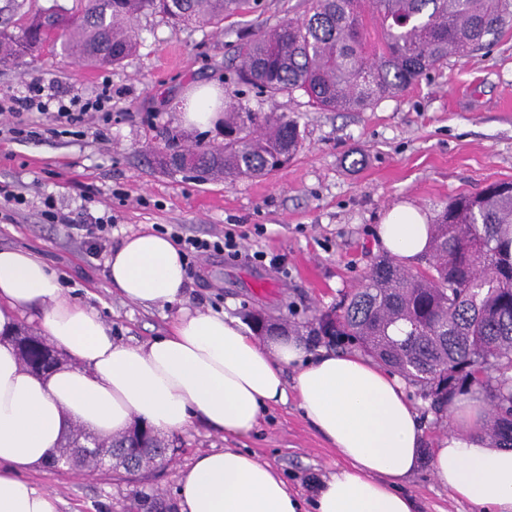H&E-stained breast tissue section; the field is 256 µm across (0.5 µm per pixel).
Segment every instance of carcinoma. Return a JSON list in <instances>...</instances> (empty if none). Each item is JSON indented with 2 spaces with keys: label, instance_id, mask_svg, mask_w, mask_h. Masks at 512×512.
Returning <instances> with one entry per match:
<instances>
[{
  "label": "carcinoma",
  "instance_id": "carcinoma-1",
  "mask_svg": "<svg viewBox=\"0 0 512 512\" xmlns=\"http://www.w3.org/2000/svg\"><path fill=\"white\" fill-rule=\"evenodd\" d=\"M60 27L19 33L0 30V59L24 55L29 44H60L61 54L87 66L118 65L136 52L138 18L159 11L177 23L219 29L248 13L251 0H75ZM512 25V0H310L300 19L288 18L242 38L234 81L257 89L265 102L303 92L321 111L361 112L393 97L450 57L488 49ZM298 117L224 98V146L179 144L165 138L162 166L190 170L207 181L269 177L302 147ZM315 341L358 351L404 377L433 408L448 410L457 394L487 392L492 415L486 435L512 448V182L440 205L429 246L415 268L392 256L376 262L336 306L288 322ZM21 366L46 374L59 352L36 335L14 336ZM130 432L98 437L75 428L48 464L67 453L88 473L109 454L130 473L162 459L168 441L147 430L149 445L130 448ZM137 512H165L161 496L137 500Z\"/></svg>",
  "mask_w": 512,
  "mask_h": 512
}]
</instances>
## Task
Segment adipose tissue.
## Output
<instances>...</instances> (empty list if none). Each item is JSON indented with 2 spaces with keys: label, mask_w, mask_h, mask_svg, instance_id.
I'll return each instance as SVG.
<instances>
[{
  "label": "adipose tissue",
  "mask_w": 512,
  "mask_h": 512,
  "mask_svg": "<svg viewBox=\"0 0 512 512\" xmlns=\"http://www.w3.org/2000/svg\"><path fill=\"white\" fill-rule=\"evenodd\" d=\"M376 235L408 266L429 244L425 215L406 205L392 208ZM106 266L127 301L180 304L168 335L136 346L114 342L97 312L66 298L46 263L0 249V333L15 330L22 310L40 308L44 336L71 358L38 377L21 368L11 343L0 344V512H58V498L22 474L47 461L74 425L104 436L135 421L158 433L198 421L246 436L269 406L292 396L343 467L304 498L254 455L205 452L180 473L179 512H419L402 485L425 461L454 498L482 512H512V449L490 447L479 433V401L453 400L447 434L427 444L403 378L371 358L314 354L300 339H260L237 319L186 307V267L170 238L148 230L126 236Z\"/></svg>",
  "instance_id": "1"
}]
</instances>
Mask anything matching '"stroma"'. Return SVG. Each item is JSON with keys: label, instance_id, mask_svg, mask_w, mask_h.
Wrapping results in <instances>:
<instances>
[{"label": "stroma", "instance_id": "obj_1", "mask_svg": "<svg viewBox=\"0 0 512 512\" xmlns=\"http://www.w3.org/2000/svg\"><path fill=\"white\" fill-rule=\"evenodd\" d=\"M55 4L68 10L74 0H0V27L20 31L33 14ZM254 5L218 30L144 14L137 22L138 52L114 66L89 67L49 45L0 65V96L34 77L85 98L112 89L111 122L95 117L78 132L56 134L51 117L34 111L11 124L38 130V138L0 133V182L27 198L14 222H0V248L31 252L56 270L66 296L95 308L115 342L137 345L166 335L178 308H145L111 288L105 258H88L81 249L91 217H110L114 246L144 229L204 239L232 233L238 256L213 253L198 262L187 281L190 306L238 319L259 311L279 324L288 310L305 316L330 308L357 286L384 254L374 231L394 206H413L431 220L456 195L512 180V27L490 49L449 58L427 79L362 112H323L299 92L279 96L276 109L299 116L304 140L274 176L229 185L163 172V132L180 133L187 144L224 142L223 128L181 127L182 105L193 89L223 91L243 34L303 17L308 8L307 0ZM45 192L74 226L40 219ZM258 251L280 256L283 267L255 261ZM178 437L182 454L139 476L109 470L78 476L43 466L25 478L56 495L59 512H128L144 494L175 503L180 468L211 450L251 453L305 496L314 479L342 465L293 397L266 411L248 436L227 438L196 422ZM405 488L421 512H479L453 498L426 464Z\"/></svg>", "mask_w": 512, "mask_h": 512}]
</instances>
